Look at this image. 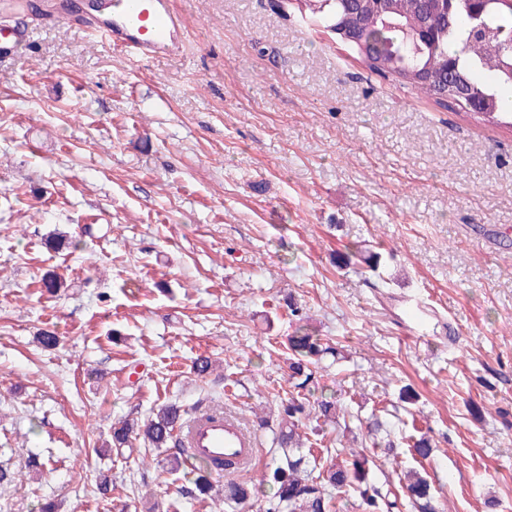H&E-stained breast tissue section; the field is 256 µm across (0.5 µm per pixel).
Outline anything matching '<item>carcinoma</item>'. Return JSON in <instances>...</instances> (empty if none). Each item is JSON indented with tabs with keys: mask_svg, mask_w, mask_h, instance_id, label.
I'll return each instance as SVG.
<instances>
[{
	"mask_svg": "<svg viewBox=\"0 0 512 512\" xmlns=\"http://www.w3.org/2000/svg\"><path fill=\"white\" fill-rule=\"evenodd\" d=\"M296 5L319 26L336 31L348 16L359 27L361 44L354 46L365 67L400 85L411 88L443 107L479 117L491 125L512 129V108L504 104L503 91L512 90V3L488 0L477 16L465 0H390L389 10L380 11L379 0H285ZM291 376L305 387L311 367L331 347L306 329L288 340ZM323 421L336 424L345 415L333 399L318 404ZM306 403L288 401L278 423L273 443L283 451L271 474L275 512H332L329 490L353 491L370 512H393L404 507L411 512H439L431 485L421 473L405 472L402 490L406 502L389 499L374 481L373 458L350 452V458L316 470L301 452L302 420ZM181 409L168 405L140 423L122 421L112 428V445L127 446L144 435L157 448L173 441V430L181 420ZM256 484L228 480L224 504L238 505L258 493Z\"/></svg>",
	"mask_w": 512,
	"mask_h": 512,
	"instance_id": "obj_1",
	"label": "carcinoma"
}]
</instances>
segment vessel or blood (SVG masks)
Masks as SVG:
<instances>
[{
	"instance_id": "1",
	"label": "vessel or blood",
	"mask_w": 512,
	"mask_h": 512,
	"mask_svg": "<svg viewBox=\"0 0 512 512\" xmlns=\"http://www.w3.org/2000/svg\"><path fill=\"white\" fill-rule=\"evenodd\" d=\"M45 18L82 28L100 43L143 62L183 50L185 27L171 0H90L78 11L69 0H59ZM25 42L20 27L0 21V60L16 54ZM176 435L194 461L215 464L219 475L224 462L244 467L255 454L254 439L220 409L197 414L177 427Z\"/></svg>"
}]
</instances>
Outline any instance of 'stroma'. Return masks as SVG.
Here are the masks:
<instances>
[{"label": "stroma", "instance_id": "obj_1", "mask_svg": "<svg viewBox=\"0 0 512 512\" xmlns=\"http://www.w3.org/2000/svg\"><path fill=\"white\" fill-rule=\"evenodd\" d=\"M172 5L178 56L136 69L30 18L0 63V512H225L223 478L182 498L198 473L176 448L114 450L113 423L221 406L257 438V481L282 404L324 395L347 414L305 420L317 466L370 445L374 413L377 484L412 468L442 510L512 512V130L370 72L282 0ZM356 244L379 276L337 267ZM410 296L436 312L424 333ZM302 326L338 355L299 388Z\"/></svg>", "mask_w": 512, "mask_h": 512}]
</instances>
